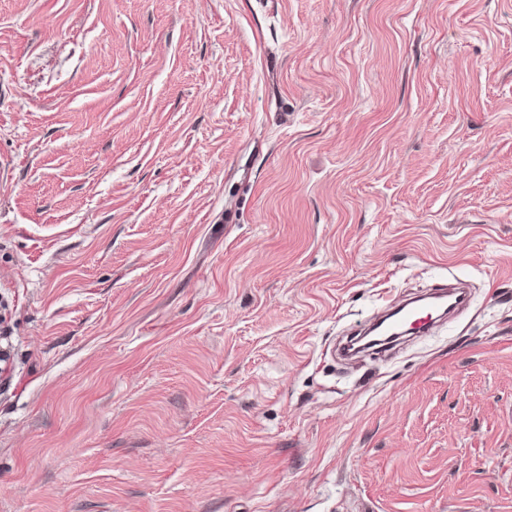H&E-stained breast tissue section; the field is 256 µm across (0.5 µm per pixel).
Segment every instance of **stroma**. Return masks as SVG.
Returning a JSON list of instances; mask_svg holds the SVG:
<instances>
[{
    "instance_id": "obj_1",
    "label": "stroma",
    "mask_w": 512,
    "mask_h": 512,
    "mask_svg": "<svg viewBox=\"0 0 512 512\" xmlns=\"http://www.w3.org/2000/svg\"><path fill=\"white\" fill-rule=\"evenodd\" d=\"M1 303L0 512H512V0H0ZM448 287L442 286L437 289H433L428 292L429 296L416 297L411 299L409 302L401 303L394 306L384 317L376 322H371L366 326L359 328V332L356 336H362L363 334H371L372 329L375 328L379 323L383 322V326H389L393 331L397 332L403 326H416L418 333L428 332L437 320L434 317V313L444 308V313L450 312L465 303L464 291L461 288H455L450 294H448ZM452 298V303L446 307V302L438 303L429 299L440 300Z\"/></svg>"
}]
</instances>
